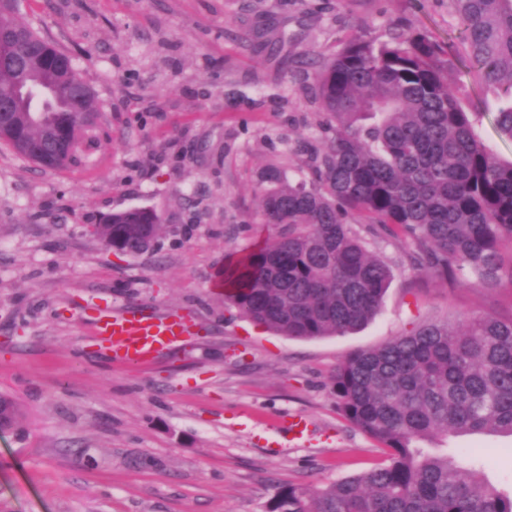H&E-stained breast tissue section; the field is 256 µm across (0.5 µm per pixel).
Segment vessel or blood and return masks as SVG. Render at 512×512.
<instances>
[{"instance_id":"vessel-or-blood-1","label":"vessel or blood","mask_w":512,"mask_h":512,"mask_svg":"<svg viewBox=\"0 0 512 512\" xmlns=\"http://www.w3.org/2000/svg\"><path fill=\"white\" fill-rule=\"evenodd\" d=\"M97 330L113 353L132 365L144 361L153 351L180 342L179 332L166 319H147L115 311L101 316Z\"/></svg>"}]
</instances>
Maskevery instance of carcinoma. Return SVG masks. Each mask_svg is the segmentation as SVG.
Segmentation results:
<instances>
[{"label":"carcinoma","mask_w":512,"mask_h":512,"mask_svg":"<svg viewBox=\"0 0 512 512\" xmlns=\"http://www.w3.org/2000/svg\"><path fill=\"white\" fill-rule=\"evenodd\" d=\"M461 48L479 81L498 91L495 124L512 141V0H452ZM56 53L28 21L0 33V96L14 92L19 41ZM453 59L429 34L376 42L350 39L315 74L328 143L307 140L311 183L270 170L261 223L272 238L216 272L224 303L257 325L299 340L344 336L370 321L389 287V268L353 229L412 242L411 267L460 284L498 282L501 250L512 244V162L475 135L448 83ZM30 81L48 91L14 97L11 121L32 143L52 134L75 103L55 70ZM157 214H112L95 234L129 255L152 249ZM332 391L342 415L387 450V462L322 489L282 485L274 512H512L506 496L448 458V435L512 436V318L472 315L456 329L428 323L386 344L348 355Z\"/></svg>","instance_id":"obj_1"}]
</instances>
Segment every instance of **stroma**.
Listing matches in <instances>:
<instances>
[{"label": "stroma", "instance_id": "1", "mask_svg": "<svg viewBox=\"0 0 512 512\" xmlns=\"http://www.w3.org/2000/svg\"><path fill=\"white\" fill-rule=\"evenodd\" d=\"M21 14L76 59L99 116L65 169L0 142V395L22 412L0 432V512H266L278 486L322 488L384 462L336 407L349 354L428 322L512 317V276L449 287L410 267L402 236L368 240L392 280L373 321L344 336L267 331L214 282L254 242L262 174L312 178L295 145L325 121L319 61L356 35L420 30L458 49L451 0H23ZM261 29L284 38L280 53L256 49ZM448 81L512 161L493 92L461 64ZM135 207L166 232L128 256L94 229ZM104 308L187 331L130 367L94 335ZM297 416L310 423L300 440ZM448 454L484 459L478 479L512 493L511 436L452 437Z\"/></svg>", "mask_w": 512, "mask_h": 512}]
</instances>
